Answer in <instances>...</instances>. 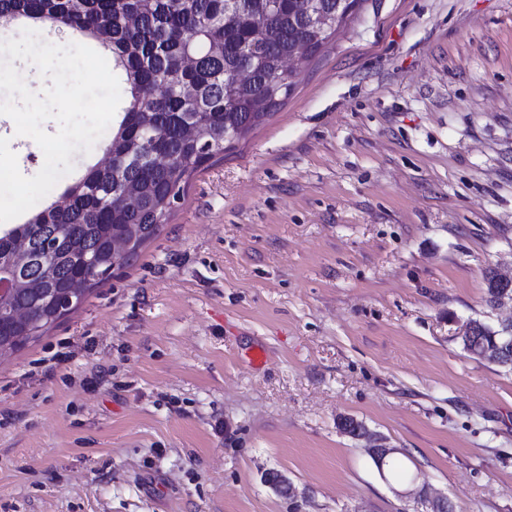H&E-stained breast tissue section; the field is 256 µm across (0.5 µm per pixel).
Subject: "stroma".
I'll return each mask as SVG.
<instances>
[{
	"label": "stroma",
	"mask_w": 512,
	"mask_h": 512,
	"mask_svg": "<svg viewBox=\"0 0 512 512\" xmlns=\"http://www.w3.org/2000/svg\"><path fill=\"white\" fill-rule=\"evenodd\" d=\"M489 268L512 272V0H363L137 257L0 361V512H416L415 474L512 512V372L460 337L512 320Z\"/></svg>",
	"instance_id": "obj_1"
}]
</instances>
